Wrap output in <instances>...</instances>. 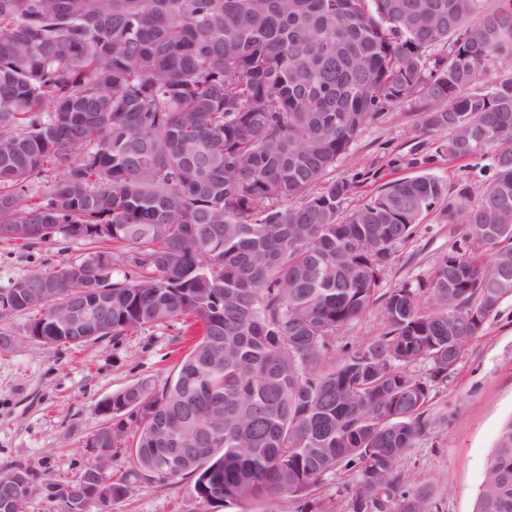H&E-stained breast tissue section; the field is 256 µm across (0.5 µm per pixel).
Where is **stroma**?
<instances>
[{
	"label": "stroma",
	"mask_w": 512,
	"mask_h": 512,
	"mask_svg": "<svg viewBox=\"0 0 512 512\" xmlns=\"http://www.w3.org/2000/svg\"><path fill=\"white\" fill-rule=\"evenodd\" d=\"M415 111L411 100L387 106L337 161L330 177L353 183L349 206L362 203L387 180L416 175L408 163L418 141ZM455 240L454 225L439 212L428 213L381 272L380 290L425 277ZM93 249L61 236L34 246L0 239V289ZM25 324V317L7 318L18 340L10 352L0 353V467L23 463L42 479L60 470L78 476L91 460L88 441L105 421L99 411L103 401L137 384L162 386L193 339L177 319L72 347L23 339ZM430 398V411L447 412L448 422L419 440L398 471L405 486L431 484L434 512H473L499 431L512 419V299L501 303ZM189 485L186 479L170 485L132 481L112 512H228L220 504L201 509Z\"/></svg>",
	"instance_id": "stroma-1"
}]
</instances>
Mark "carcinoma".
Instances as JSON below:
<instances>
[{
	"instance_id": "cac0c4a2",
	"label": "carcinoma",
	"mask_w": 512,
	"mask_h": 512,
	"mask_svg": "<svg viewBox=\"0 0 512 512\" xmlns=\"http://www.w3.org/2000/svg\"><path fill=\"white\" fill-rule=\"evenodd\" d=\"M502 58L512 0H0V224L128 247L121 280L103 251L14 280L0 319L26 314L24 336L85 344L45 323L55 306L18 299L71 267L60 302L112 296L98 339L198 325L161 388L112 396V445L132 439L113 500L133 479L190 478L204 506L277 512L344 467L348 512H431V486L405 488L397 465L435 424L431 387L512 298V70L488 81ZM411 97L443 143L410 164L487 158L492 178L475 194L424 172L347 208L351 185L328 173L386 104ZM441 201L459 242L416 284L378 294ZM101 224L112 234L90 232ZM377 304L382 332L336 357V331ZM164 427L204 440L176 477ZM23 469L0 471L1 502ZM97 480L90 462L46 480L44 497L68 512L58 489L83 498ZM474 512H512V420Z\"/></svg>"
}]
</instances>
